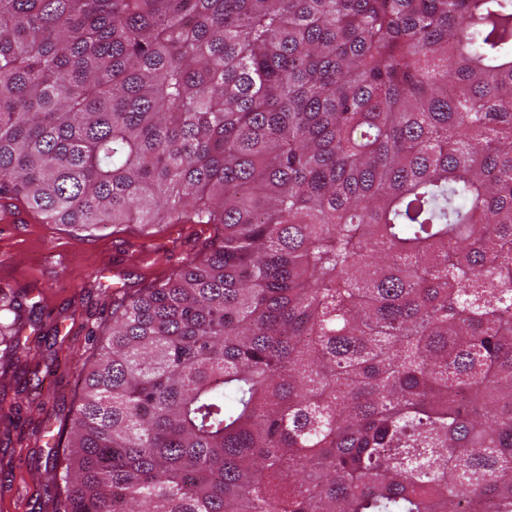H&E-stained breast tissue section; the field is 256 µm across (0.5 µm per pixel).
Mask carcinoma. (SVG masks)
<instances>
[{"label":"carcinoma","mask_w":512,"mask_h":512,"mask_svg":"<svg viewBox=\"0 0 512 512\" xmlns=\"http://www.w3.org/2000/svg\"><path fill=\"white\" fill-rule=\"evenodd\" d=\"M2 196L213 231L98 326L52 512H512V0H0Z\"/></svg>","instance_id":"carcinoma-1"}]
</instances>
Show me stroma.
Instances as JSON below:
<instances>
[{
	"label": "stroma",
	"instance_id": "1",
	"mask_svg": "<svg viewBox=\"0 0 512 512\" xmlns=\"http://www.w3.org/2000/svg\"><path fill=\"white\" fill-rule=\"evenodd\" d=\"M210 234L205 224L89 234L0 201V297L29 307L15 330L21 353L0 359V512H45L46 442L77 405L74 369L90 358L113 298L168 276Z\"/></svg>",
	"mask_w": 512,
	"mask_h": 512
}]
</instances>
